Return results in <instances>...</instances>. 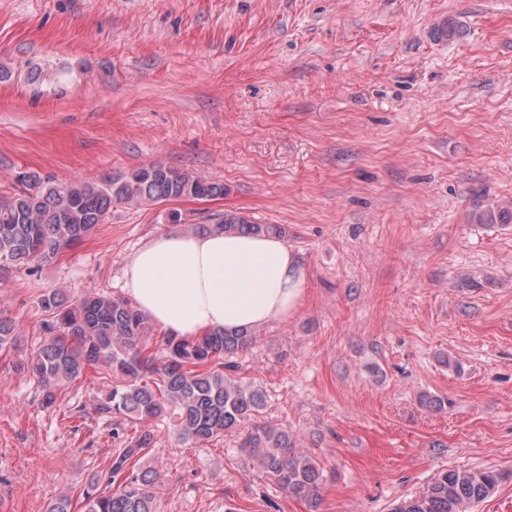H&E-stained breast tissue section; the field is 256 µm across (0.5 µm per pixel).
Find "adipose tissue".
I'll use <instances>...</instances> for the list:
<instances>
[{
	"mask_svg": "<svg viewBox=\"0 0 512 512\" xmlns=\"http://www.w3.org/2000/svg\"><path fill=\"white\" fill-rule=\"evenodd\" d=\"M124 293L177 338L254 329L298 312L306 279L280 238L170 233L145 242L124 270Z\"/></svg>",
	"mask_w": 512,
	"mask_h": 512,
	"instance_id": "ef3b65f1",
	"label": "adipose tissue"
}]
</instances>
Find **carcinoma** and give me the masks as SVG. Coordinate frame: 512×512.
<instances>
[{"instance_id": "carcinoma-1", "label": "carcinoma", "mask_w": 512, "mask_h": 512, "mask_svg": "<svg viewBox=\"0 0 512 512\" xmlns=\"http://www.w3.org/2000/svg\"><path fill=\"white\" fill-rule=\"evenodd\" d=\"M22 189L0 196V283L19 265L48 262L84 241L104 223L116 204L142 205L224 197V183L156 162L108 175L99 182H55L35 173L19 177ZM196 232H251L284 237L281 224H255L241 211L227 210ZM50 313L44 340L21 369L34 376L43 402L56 405L60 391L89 373L107 367L119 384L97 404L139 424L178 410L179 435L195 443L226 433H241L240 448L259 470L291 495L315 501L323 472L298 448L283 427L255 423L265 405L262 390L235 378L226 357L249 347L256 330L214 331L196 339L167 337L163 356L151 343L154 327L136 306L104 293H90L75 303L58 292L40 299ZM18 344L13 321L0 316V350ZM154 433L141 428L112 456L104 486L92 482L84 492L85 512H158L157 472L136 469ZM486 468L442 471L422 495L402 502L394 512H471L502 480Z\"/></svg>"}]
</instances>
